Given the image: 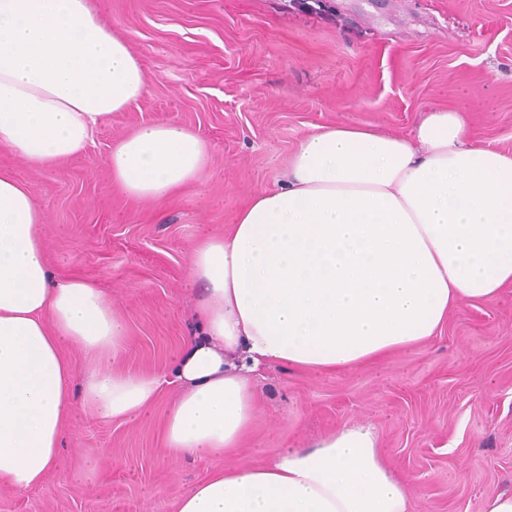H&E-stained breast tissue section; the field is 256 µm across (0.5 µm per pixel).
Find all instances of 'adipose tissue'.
<instances>
[{
    "label": "adipose tissue",
    "instance_id": "1",
    "mask_svg": "<svg viewBox=\"0 0 512 512\" xmlns=\"http://www.w3.org/2000/svg\"><path fill=\"white\" fill-rule=\"evenodd\" d=\"M147 78L127 38L89 0H0V155L47 169L83 155L137 103ZM213 154L158 119L105 159L113 186L158 203L196 183ZM43 202L0 164V486L41 487L77 407L133 422L162 386L165 460L244 447L255 379L271 364L315 373L368 366L439 336L461 303L512 288V154L475 142L461 109L430 106L413 136L349 123L297 145L223 234L196 244L198 330L162 372L122 369L127 328L91 280L55 279ZM87 359L75 380L65 352ZM378 431L339 427L272 462L215 471L176 512H412Z\"/></svg>",
    "mask_w": 512,
    "mask_h": 512
}]
</instances>
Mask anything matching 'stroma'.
I'll list each match as a JSON object with an SVG mask.
<instances>
[{
	"instance_id": "35a3bbf8",
	"label": "stroma",
	"mask_w": 512,
	"mask_h": 512,
	"mask_svg": "<svg viewBox=\"0 0 512 512\" xmlns=\"http://www.w3.org/2000/svg\"><path fill=\"white\" fill-rule=\"evenodd\" d=\"M128 38L148 90L82 157L17 175L45 204L60 278L95 282L127 324L125 368L160 370L197 328L191 251L223 232L251 190L273 185L313 127L339 122L411 134L429 104L465 109L477 142L512 151V0H93ZM168 118L214 148L195 184L159 204L113 188L103 165L137 125ZM164 389L148 419L78 410L39 488L0 487V512H174L211 472L269 461L345 423L374 426L390 465L415 477L413 512H482L512 490V289L464 303L441 334L384 362L314 374L273 365L255 431L231 455L162 457ZM92 481L77 479L87 458Z\"/></svg>"
}]
</instances>
